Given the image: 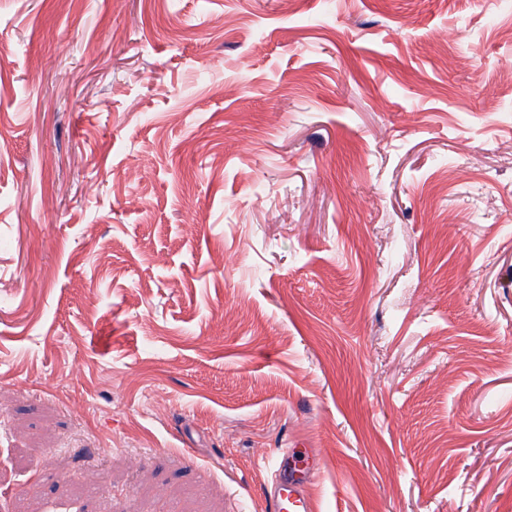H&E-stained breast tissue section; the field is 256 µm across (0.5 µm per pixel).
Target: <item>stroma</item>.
Masks as SVG:
<instances>
[{"instance_id":"obj_1","label":"stroma","mask_w":512,"mask_h":512,"mask_svg":"<svg viewBox=\"0 0 512 512\" xmlns=\"http://www.w3.org/2000/svg\"><path fill=\"white\" fill-rule=\"evenodd\" d=\"M512 512V0H0V512ZM288 448L274 456L275 480L269 491L274 512H314L315 502L308 491V478L292 466Z\"/></svg>"}]
</instances>
